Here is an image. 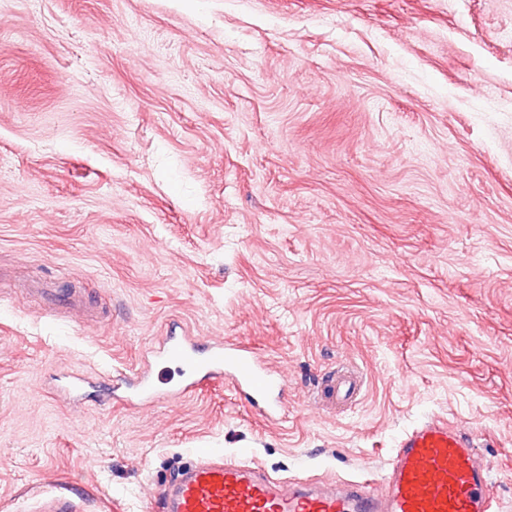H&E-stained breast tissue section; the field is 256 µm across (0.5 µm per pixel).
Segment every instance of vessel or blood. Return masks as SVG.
<instances>
[{"mask_svg": "<svg viewBox=\"0 0 512 512\" xmlns=\"http://www.w3.org/2000/svg\"><path fill=\"white\" fill-rule=\"evenodd\" d=\"M179 380L163 386L169 365ZM248 396L268 422L282 423L288 401L267 361L240 341L201 342L169 329L135 373L113 379L126 404L174 400L214 382ZM478 439L438 419L424 420L398 440L383 483L363 480L299 484L267 477L233 461L200 459L158 498L161 512H492L490 470ZM33 512H84V498L62 482L35 492Z\"/></svg>", "mask_w": 512, "mask_h": 512, "instance_id": "vessel-or-blood-1", "label": "vessel or blood"}]
</instances>
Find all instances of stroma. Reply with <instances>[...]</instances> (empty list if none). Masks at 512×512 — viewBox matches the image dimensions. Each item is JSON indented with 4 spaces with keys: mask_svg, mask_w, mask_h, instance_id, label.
<instances>
[{
    "mask_svg": "<svg viewBox=\"0 0 512 512\" xmlns=\"http://www.w3.org/2000/svg\"><path fill=\"white\" fill-rule=\"evenodd\" d=\"M175 324L279 369L286 424L110 400ZM342 362L360 399L315 402ZM430 417L512 512V0L0 6V512H157L211 454L376 485ZM36 507L31 512H84L83 494L68 482H61L49 491H37L32 495Z\"/></svg>",
    "mask_w": 512,
    "mask_h": 512,
    "instance_id": "obj_1",
    "label": "stroma"
}]
</instances>
